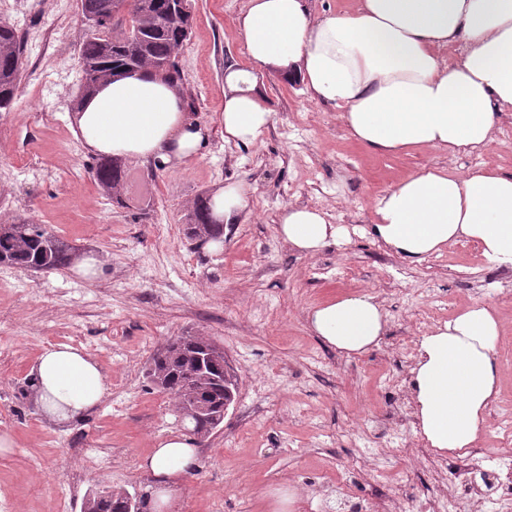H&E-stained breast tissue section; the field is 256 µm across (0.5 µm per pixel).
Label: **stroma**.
I'll return each mask as SVG.
<instances>
[{
	"label": "stroma",
	"mask_w": 512,
	"mask_h": 512,
	"mask_svg": "<svg viewBox=\"0 0 512 512\" xmlns=\"http://www.w3.org/2000/svg\"><path fill=\"white\" fill-rule=\"evenodd\" d=\"M189 39L178 55L180 84L197 120L209 121L231 72L253 75L255 94L275 122L251 143H225L212 127L201 156L175 169L127 163L124 205L107 201L94 181L93 156L73 132L79 97V46L85 26L77 6L61 12L50 0H28L14 18L20 33L46 42L26 55L13 108L0 112V224L44 225L108 265L88 280L64 270L0 265V432L13 446L0 453V501L14 512H80L98 486L148 492L141 459L185 428L169 396L145 375L148 361L175 336L200 335L224 348L239 378L238 395L181 489V512H341L336 486L382 498L410 488L406 512L436 488L440 470L459 456L437 452L417 422L400 425L404 449L375 433L393 406L390 381L410 373L401 347L420 342L432 295L447 299L439 321L475 302L484 281L512 290L478 246L461 241L440 253L443 266L404 260L370 234L374 203L400 179L435 166L458 174L489 164L512 174V112L495 143L456 157L433 148L377 154L359 145L331 104L309 98L300 81L255 70L234 28L248 0H191ZM67 37L57 48L50 36ZM244 184L246 203L224 227L220 249L184 235L194 200L220 186ZM321 210L346 235L313 256L282 243L279 217L288 205ZM351 265L355 279L339 269ZM334 266L332 275L317 267ZM396 279H388L389 270ZM378 296L388 313L379 345L347 356L306 326L308 308L360 291ZM70 345L101 366L107 392L88 417L56 425L45 419L28 386L43 347ZM371 435L376 473L357 468L359 433ZM112 458L88 466L82 449Z\"/></svg>",
	"instance_id": "obj_1"
}]
</instances>
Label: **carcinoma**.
Instances as JSON below:
<instances>
[{
    "instance_id": "1",
    "label": "carcinoma",
    "mask_w": 512,
    "mask_h": 512,
    "mask_svg": "<svg viewBox=\"0 0 512 512\" xmlns=\"http://www.w3.org/2000/svg\"><path fill=\"white\" fill-rule=\"evenodd\" d=\"M82 16L92 18L96 27L86 33L79 54L82 73L81 95L93 92L109 78L132 70L149 69L162 78L178 79L177 57L189 39L193 14L190 0H79ZM23 39L17 28L0 21V111L11 110L24 68ZM98 185L112 202L123 204L125 171L117 159L102 157L92 164ZM186 237L221 240L224 225L213 218L208 198L199 197L188 214ZM73 248L40 224L19 221L0 224V263L18 267L39 265L47 272L68 267ZM208 339L177 336L170 348L152 357L146 367L148 379L163 383L164 391L177 401L187 385L208 404L231 402L237 394L235 375L224 369V360L215 359L212 369L200 373L194 355ZM118 494L94 500L90 512H123Z\"/></svg>"
}]
</instances>
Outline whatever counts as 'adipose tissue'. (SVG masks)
I'll return each instance as SVG.
<instances>
[{
	"label": "adipose tissue",
	"instance_id": "1",
	"mask_svg": "<svg viewBox=\"0 0 512 512\" xmlns=\"http://www.w3.org/2000/svg\"><path fill=\"white\" fill-rule=\"evenodd\" d=\"M257 69L301 81L310 99L335 106L361 146L381 154L430 147L456 155L489 146L512 112V0H358L355 9L315 16L307 0H248L235 19ZM460 46L453 60L443 49ZM230 75L220 109L205 124L185 112L178 81L148 70L121 74L83 97L76 135L95 155L175 168L200 155L210 124L225 142L255 141L275 114ZM371 233L419 263L467 240L512 266V175L481 167L459 175L426 168L379 196ZM280 235L313 255L339 241L322 211L286 208ZM311 333L346 354L377 345L388 321L369 292L311 307ZM494 309L475 303L424 336L412 369L422 434L431 448L463 454L499 394ZM33 398L57 423L87 416L106 392L98 363L67 345L42 349L30 370ZM199 465L190 439L159 441L140 467L160 512H180L185 476Z\"/></svg>",
	"mask_w": 512,
	"mask_h": 512
}]
</instances>
